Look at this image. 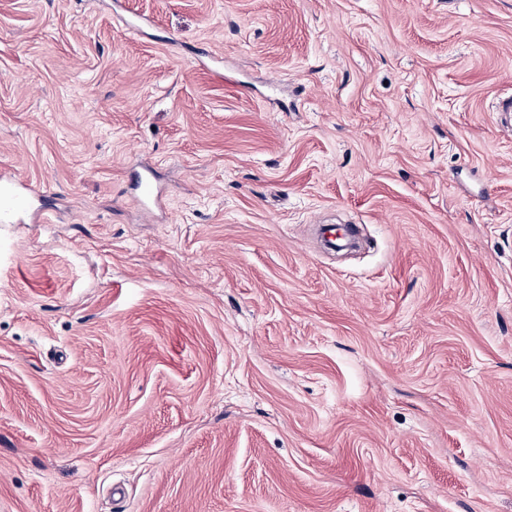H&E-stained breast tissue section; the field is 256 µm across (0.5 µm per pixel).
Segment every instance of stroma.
<instances>
[{"label": "stroma", "instance_id": "obj_1", "mask_svg": "<svg viewBox=\"0 0 512 512\" xmlns=\"http://www.w3.org/2000/svg\"><path fill=\"white\" fill-rule=\"evenodd\" d=\"M509 95L512 0H0V512H512ZM27 197L16 191H5L0 186V223L12 224L14 217L24 212L27 208Z\"/></svg>", "mask_w": 512, "mask_h": 512}]
</instances>
